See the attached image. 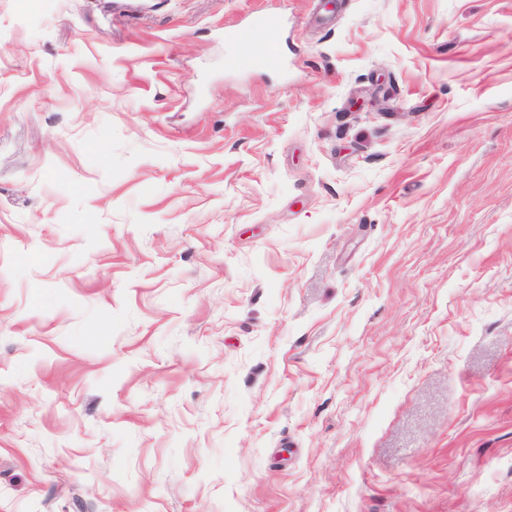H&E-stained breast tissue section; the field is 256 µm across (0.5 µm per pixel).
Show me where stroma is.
I'll return each mask as SVG.
<instances>
[{
  "mask_svg": "<svg viewBox=\"0 0 512 512\" xmlns=\"http://www.w3.org/2000/svg\"><path fill=\"white\" fill-rule=\"evenodd\" d=\"M0 512H512V0H0Z\"/></svg>",
  "mask_w": 512,
  "mask_h": 512,
  "instance_id": "stroma-1",
  "label": "stroma"
}]
</instances>
